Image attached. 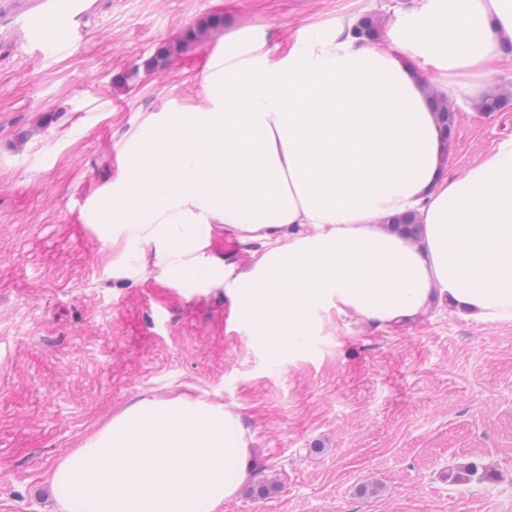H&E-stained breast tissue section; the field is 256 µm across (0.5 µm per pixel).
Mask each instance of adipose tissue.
Returning <instances> with one entry per match:
<instances>
[{
  "mask_svg": "<svg viewBox=\"0 0 512 512\" xmlns=\"http://www.w3.org/2000/svg\"><path fill=\"white\" fill-rule=\"evenodd\" d=\"M353 10L308 25L273 55L254 29L224 37L203 102L154 112L124 147L96 207L126 277L202 287L224 272L232 316L274 350L326 328L375 327L437 300L477 324L512 322V137L448 175L434 95L476 105L512 44V0H416L382 40ZM413 211L418 240L389 225ZM220 224L248 266L210 252ZM237 414L142 393L51 476L62 512H199L250 474Z\"/></svg>",
  "mask_w": 512,
  "mask_h": 512,
  "instance_id": "adipose-tissue-1",
  "label": "adipose tissue"
}]
</instances>
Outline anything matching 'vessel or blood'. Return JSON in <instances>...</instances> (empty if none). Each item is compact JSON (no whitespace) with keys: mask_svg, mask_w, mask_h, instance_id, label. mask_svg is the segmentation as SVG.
I'll return each mask as SVG.
<instances>
[{"mask_svg":"<svg viewBox=\"0 0 512 512\" xmlns=\"http://www.w3.org/2000/svg\"><path fill=\"white\" fill-rule=\"evenodd\" d=\"M103 0H0V54L64 56L86 42Z\"/></svg>","mask_w":512,"mask_h":512,"instance_id":"vessel-or-blood-1","label":"vessel or blood"}]
</instances>
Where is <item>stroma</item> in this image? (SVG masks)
Listing matches in <instances>:
<instances>
[{
  "label": "stroma",
  "mask_w": 512,
  "mask_h": 512,
  "mask_svg": "<svg viewBox=\"0 0 512 512\" xmlns=\"http://www.w3.org/2000/svg\"><path fill=\"white\" fill-rule=\"evenodd\" d=\"M346 4L112 0L82 48L0 56V512H61L52 470L146 391L224 404L251 434L252 475L215 512H512V323L434 307L274 354L230 325L223 289L112 269L93 200L142 120L201 103L229 31L256 28L279 55ZM212 17L165 68L124 82ZM456 111L452 176L512 135V105ZM469 463L496 482H453Z\"/></svg>",
  "instance_id": "35a3bbf8"
}]
</instances>
